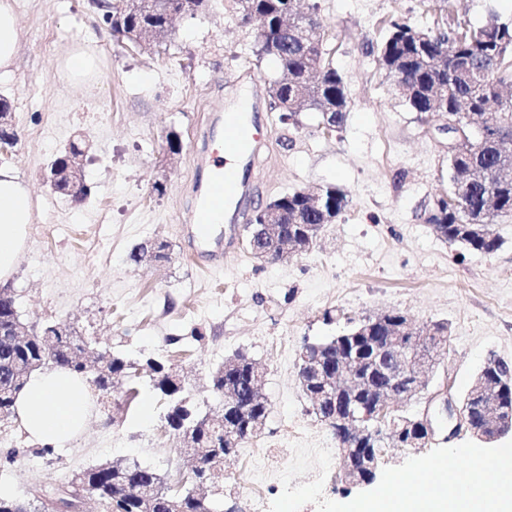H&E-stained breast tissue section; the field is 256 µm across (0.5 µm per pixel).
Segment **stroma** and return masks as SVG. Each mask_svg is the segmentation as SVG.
<instances>
[{"label": "stroma", "mask_w": 512, "mask_h": 512, "mask_svg": "<svg viewBox=\"0 0 512 512\" xmlns=\"http://www.w3.org/2000/svg\"><path fill=\"white\" fill-rule=\"evenodd\" d=\"M17 2L23 40L13 73L0 79V98L11 104L18 140L0 154V167L30 188L34 222L11 290L28 325L63 322L113 352L178 361L205 411L218 406L208 376L224 358L241 351L264 369L269 416L217 482L225 507L247 512L254 451L287 447L292 428L336 448L302 392L296 363L305 342L341 334L345 317L399 310L420 327L447 323L448 346L428 391L410 403L413 412L446 385L462 397L488 355L512 362V219L495 224L502 244L491 255L456 254L424 223V208L448 189V152L393 95L368 51L392 18L433 26L442 0H317L350 101L343 128L329 135L306 116L297 125L275 120L263 94L275 69L257 54L256 24H239L235 0H212L206 14L177 20L152 54L117 45L87 0ZM493 15L512 22V0H455L451 17L481 24ZM90 33L97 69L77 82L63 61ZM241 74L262 91L263 146L247 210L329 184L345 191L348 206L322 226L309 253L288 261L256 259L246 225H237L223 265L210 268L200 256L213 241L192 240L183 220L205 184L197 161L224 135L211 127L212 114L235 106ZM172 130L181 151L169 162ZM76 137L89 150V194L79 205L43 181ZM154 238L170 244V263L131 265V248ZM329 310L343 319L325 322ZM161 416L147 388L119 413L91 403L84 431L50 457L35 454L34 442L11 423L0 430V486L23 497L118 459L176 475L187 465L162 435ZM471 438L441 430L417 449L383 448L381 464L396 467ZM13 448L19 456L6 461Z\"/></svg>", "instance_id": "1"}]
</instances>
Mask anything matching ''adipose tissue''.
I'll list each match as a JSON object with an SVG mask.
<instances>
[{
  "mask_svg": "<svg viewBox=\"0 0 512 512\" xmlns=\"http://www.w3.org/2000/svg\"><path fill=\"white\" fill-rule=\"evenodd\" d=\"M22 37L16 0H0V78L12 73ZM32 221L29 189L11 170L0 168V288L18 271ZM87 393L86 383L69 370L33 373L16 397L18 422L30 439L63 447L86 427L90 416Z\"/></svg>",
  "mask_w": 512,
  "mask_h": 512,
  "instance_id": "ef3b65f1",
  "label": "adipose tissue"
}]
</instances>
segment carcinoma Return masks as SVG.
I'll list each match as a JSON object with an SVG mask.
<instances>
[{
  "instance_id": "1",
  "label": "carcinoma",
  "mask_w": 512,
  "mask_h": 512,
  "mask_svg": "<svg viewBox=\"0 0 512 512\" xmlns=\"http://www.w3.org/2000/svg\"><path fill=\"white\" fill-rule=\"evenodd\" d=\"M237 14L241 24L248 23L251 13L262 14L268 28H278L281 17L288 15L294 25L281 31L279 50L267 54L281 77L269 81L271 110L278 113V121L297 124L306 114L316 125L325 117L341 129L348 112L345 81L333 62V49L323 45L319 64H314L308 47L322 34L310 27L307 18L318 17V4L310 11H296L297 0H237ZM112 35L116 42L140 38L149 41L148 50L159 46L156 34L165 29L164 11L144 16L125 0L112 3ZM415 28L409 20L397 18L389 21L384 40L370 47V53L387 77L395 81L402 74L406 79L396 93L414 112L425 118L435 110L458 112L470 105L477 129L469 143L461 145L456 154H449L453 189L461 202L456 207L444 205L442 196L433 198L431 206L421 215L424 223L436 225L435 231L445 241L457 239V246L493 254L500 247V240L493 229L484 235L463 236L464 226L469 224L493 225L499 220L512 218V141H507L500 127L501 115L512 113V95L503 92L512 86V24H507L493 15L482 25L467 30L452 28L448 31L436 26L421 29L424 37L412 39L410 31ZM323 200L311 204V198L302 191H294L277 197L280 213L275 235L268 237L267 244L278 247L286 240L298 247L305 243L300 234L302 224H330L346 211L348 200L344 191L328 185L321 190ZM17 309L15 296L0 298V412L3 419L15 417L14 403L17 393L27 382L26 365L50 355L54 359L51 367L67 368L84 378V352L86 340L82 337L46 336L43 328L30 329L28 333H13V315ZM431 332V354L438 358L443 349L439 344L448 333V325L435 323ZM143 367L149 374L150 387L169 410L172 397L184 399V393L167 378L168 362L147 358L136 362L124 355L107 361L103 373L94 381L97 391L108 397L114 393L116 377L124 380L125 391L121 392L122 406H127L138 394V384L127 381V375L136 371L134 364ZM257 363L242 364L228 370L224 382L239 390L241 415L239 418V440L242 447L256 436L251 423L267 420L269 403L267 398L249 386L255 376ZM222 429L212 427L201 431L195 439L199 455L200 475L205 479V491L195 496L187 491L172 494L168 491L154 494L159 473L138 461L112 463L110 468L99 466L79 474L89 496L98 502L101 512H140L142 499L140 489L152 494L153 512H223L224 499L212 490L215 479L224 469L210 474L211 467L224 458ZM355 451V464L362 476L369 472L362 467L365 457L378 454L381 449L371 446L361 437L347 436ZM31 502H24L7 490L0 489V512H28Z\"/></svg>"
}]
</instances>
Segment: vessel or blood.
Returning a JSON list of instances; mask_svg holds the SVG:
<instances>
[{"mask_svg":"<svg viewBox=\"0 0 512 512\" xmlns=\"http://www.w3.org/2000/svg\"><path fill=\"white\" fill-rule=\"evenodd\" d=\"M213 120L224 124L226 132L211 154L205 190L185 218L190 232L204 241L209 240L217 225L245 220L241 208L249 189L245 173L254 168L260 144L249 104L215 111Z\"/></svg>","mask_w":512,"mask_h":512,"instance_id":"obj_1","label":"vessel or blood"}]
</instances>
